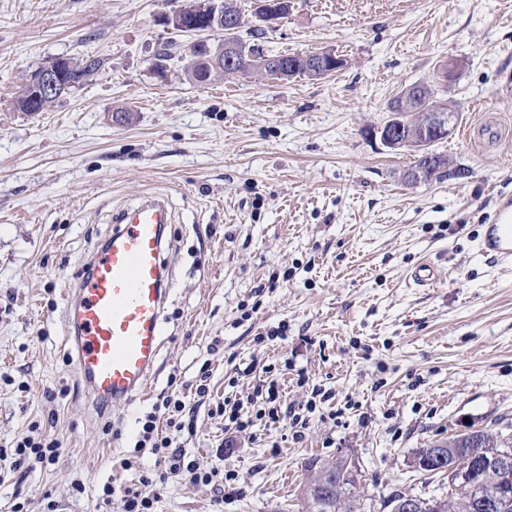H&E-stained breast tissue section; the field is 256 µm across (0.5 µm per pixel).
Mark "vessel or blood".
Wrapping results in <instances>:
<instances>
[{
	"label": "vessel or blood",
	"mask_w": 512,
	"mask_h": 512,
	"mask_svg": "<svg viewBox=\"0 0 512 512\" xmlns=\"http://www.w3.org/2000/svg\"><path fill=\"white\" fill-rule=\"evenodd\" d=\"M170 222L164 196L144 198L117 218L111 236L90 262L67 310V334L78 379L95 401L113 403L143 394L164 346L169 273L164 258ZM481 251L512 263V221L489 225Z\"/></svg>",
	"instance_id": "vessel-or-blood-1"
}]
</instances>
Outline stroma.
Returning <instances> with one entry per match:
<instances>
[{"label":"stroma","mask_w":512,"mask_h":512,"mask_svg":"<svg viewBox=\"0 0 512 512\" xmlns=\"http://www.w3.org/2000/svg\"><path fill=\"white\" fill-rule=\"evenodd\" d=\"M291 3L264 52L332 48L343 67L199 86L179 62L152 70L170 37L163 0H0V448L61 443L45 468L0 461V512H44L50 498L99 512L106 481L155 469L133 447L168 395L194 419L188 457L234 479L222 492L168 483L158 512H299L314 458L354 462L357 502L389 512L395 491L448 495L446 474L413 466L417 448L512 435V268L479 252L512 203V0ZM87 55L104 61L92 81L46 111L15 109L32 71ZM451 57L465 68L439 99L458 114L433 149L469 174L406 185L412 153L369 131ZM149 195L174 215L165 348L147 397L96 403L75 374L65 295L115 217ZM424 260L435 287L409 282ZM271 379L303 430L256 419L246 398ZM227 398L244 401L247 431H225Z\"/></svg>","instance_id":"obj_1"}]
</instances>
